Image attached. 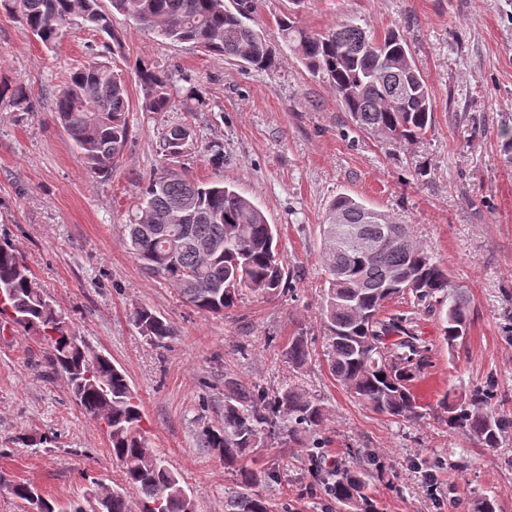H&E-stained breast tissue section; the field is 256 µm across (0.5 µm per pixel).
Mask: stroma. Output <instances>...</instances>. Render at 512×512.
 Here are the masks:
<instances>
[{
    "label": "stroma",
    "mask_w": 512,
    "mask_h": 512,
    "mask_svg": "<svg viewBox=\"0 0 512 512\" xmlns=\"http://www.w3.org/2000/svg\"><path fill=\"white\" fill-rule=\"evenodd\" d=\"M100 6L112 19L109 59L128 85L131 129L106 178L87 171L55 115L71 72L98 60L101 35L73 24L48 50L17 15L0 9V84L23 86L28 97L22 108L0 99V238L19 250L66 321L125 371L151 448L190 489L196 512H224V497L236 487L220 455L197 445L201 429L224 421L229 378L269 394L295 385L321 402L329 412L323 467L370 463L369 493L379 512H448L452 499L457 512H471L485 498L497 512H512V436L483 447L449 429L437 405L445 392L462 401L491 380L496 412L512 416V137L502 134L512 130V0H258L249 23L277 56L268 70L161 38L113 10L111 0ZM286 15L313 31L353 18L404 34L432 94L426 138L402 147L355 128L329 86L281 41L277 21ZM143 64L197 87L204 111L179 103L147 111L137 77ZM176 124L192 136L173 163L160 144ZM215 143L224 147L220 164L209 151ZM167 167L198 182L234 184L277 225L290 291L246 290L233 309L213 315L146 273L124 245V226L150 175ZM340 194L410 225L474 312L452 350L437 315L413 297L387 303L386 315L401 317L428 346L415 383L419 420L374 413L328 370L320 226ZM140 306L175 328L165 347L134 326ZM298 336L309 350L300 367L286 357ZM45 351L35 336L0 319V475L65 502L82 496L84 474L112 485L121 471L104 423L84 414L47 368ZM22 431L49 442L13 444ZM256 464L275 474L261 488L275 512H331L303 447L266 438Z\"/></svg>",
    "instance_id": "35a3bbf8"
}]
</instances>
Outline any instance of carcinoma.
<instances>
[{"instance_id":"cac0c4a2","label":"carcinoma","mask_w":512,"mask_h":512,"mask_svg":"<svg viewBox=\"0 0 512 512\" xmlns=\"http://www.w3.org/2000/svg\"><path fill=\"white\" fill-rule=\"evenodd\" d=\"M112 7L139 25L175 41H191L205 51L237 59L244 68L275 65L263 33L245 23L256 0H111ZM29 32L50 49L72 20L114 38L110 20L98 0H0ZM283 43L298 53L305 68L327 83L356 126L399 146L424 139L432 126L428 86L410 53L407 39L388 28L377 34L364 20L349 19L322 31L308 30L292 18L278 19ZM145 107L165 112L180 98L201 108L196 87L177 88L172 76L143 66ZM56 117L73 140L79 157L95 175H107L123 157L130 137L128 90L111 62L98 61L70 74L55 102ZM183 125L162 138L170 160L184 153ZM352 226L374 243L370 252L351 244L336 245V225ZM125 245L141 266L176 288L196 309L224 314L242 291L265 295L285 290L287 279L276 249L278 229L262 210L222 181L195 182L173 170L149 179L126 225ZM321 259L328 288L321 321L328 337V368L333 378L373 411L397 420L422 418L413 390L422 363L416 338L404 335L399 320L381 316L384 303L410 295L428 310L438 308L443 339L452 349L462 343L473 320L466 299L448 300V269L428 254L405 224L389 214L341 194L329 204L321 228ZM47 345L46 364L66 382L76 404L90 418L105 423L109 454L121 467V482L109 488L86 474L84 502L61 506L30 482L11 484L12 495L26 512H195L182 481L150 448L142 427L141 401L125 372L95 351L36 288L31 269L9 243L0 242V316ZM132 322L158 347L176 335L166 318L138 307ZM288 362L302 366L309 351L301 338L288 346ZM384 379H379V375ZM224 394V425L207 427L198 447L219 450L224 469L237 476L236 489L224 496V512H272L260 487L272 477L268 469L242 461L264 446L276 429L288 444L325 427L327 410L296 387L269 396L234 381ZM496 388L476 386L468 401L451 392L438 401L448 414V428L463 430L486 448L499 445L512 431V417L490 410ZM367 469L346 467L320 478L324 495L341 512H379L367 494Z\"/></svg>"}]
</instances>
